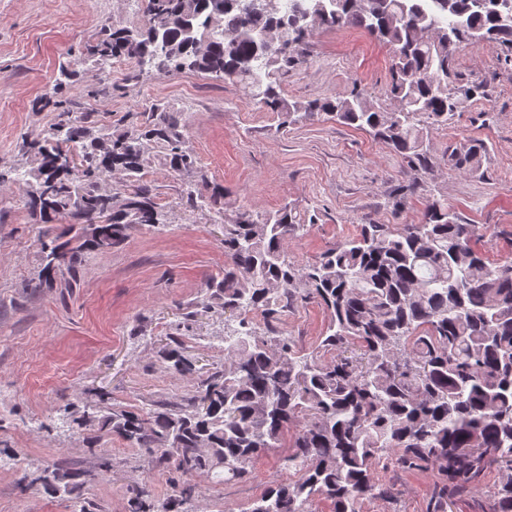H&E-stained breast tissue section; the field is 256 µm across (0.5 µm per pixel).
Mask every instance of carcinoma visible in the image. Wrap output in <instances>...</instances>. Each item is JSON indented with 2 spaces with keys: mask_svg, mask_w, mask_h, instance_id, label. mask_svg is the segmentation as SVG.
<instances>
[{
  "mask_svg": "<svg viewBox=\"0 0 512 512\" xmlns=\"http://www.w3.org/2000/svg\"><path fill=\"white\" fill-rule=\"evenodd\" d=\"M142 26L104 24L81 52L104 65L129 60L150 76L196 72L243 86L281 125L327 115L365 131L422 173L436 161L428 134L446 126L476 90L456 84V55L471 45H512V0H135ZM304 12L327 28L361 27L392 50L390 80L372 100L347 97L289 102L282 82L304 59L312 32ZM270 34L288 46L267 49ZM64 67L42 99L67 116L27 146L29 166L14 181L39 223L68 220L71 237L41 243L39 283L74 273L90 253L120 246L135 225L164 224L167 215L146 181L151 158L189 179L186 208L211 210L222 192L209 185L183 147L180 113L155 104L141 123L93 136L82 118H70L56 100ZM81 149L71 171L62 154ZM483 145L472 141L448 154V166L476 175ZM119 176L124 190H101ZM224 216V272L210 283L211 303L224 310V366L200 381L181 406L147 411L111 406L101 396L60 418L64 427H88L173 461L185 476L160 505L138 491L131 512H189L193 477L219 484L240 479L259 454L281 447L292 433L285 467L291 481L274 482L246 512H313L324 498L333 512H359L364 496L388 495L373 469L384 457L409 472L432 471V509L447 512L453 498L472 492L487 469L502 480L487 512H512V260L489 261L476 246L477 226L439 198L428 201L416 224H363L314 261L298 265L287 244L314 224L285 204L253 214ZM312 298L328 324L308 350L275 335L270 323L283 303ZM261 313L265 326L251 318ZM166 369L198 373L179 343L163 349ZM88 474L47 465L23 488L71 496L73 512H91L82 490Z\"/></svg>",
  "mask_w": 512,
  "mask_h": 512,
  "instance_id": "carcinoma-1",
  "label": "carcinoma"
}]
</instances>
